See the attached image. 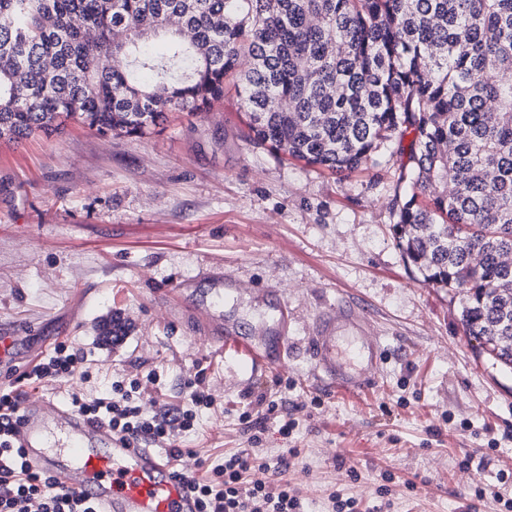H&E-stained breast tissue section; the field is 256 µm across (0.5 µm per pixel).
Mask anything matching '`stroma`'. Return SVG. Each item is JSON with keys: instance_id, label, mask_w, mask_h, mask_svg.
<instances>
[{"instance_id": "1", "label": "stroma", "mask_w": 512, "mask_h": 512, "mask_svg": "<svg viewBox=\"0 0 512 512\" xmlns=\"http://www.w3.org/2000/svg\"><path fill=\"white\" fill-rule=\"evenodd\" d=\"M246 131L230 91L143 139L72 122L58 135L0 141V322L83 348L89 369L85 380L34 385L0 376V391L64 401L152 372L151 413L185 406V381L200 371L217 403L177 441L183 474L249 447L240 417L262 416L272 400L298 426L285 440L267 422L261 446L269 457L296 449L283 478L306 512H328L333 493L367 506L382 484L385 512H498L496 496L512 498V372L477 358L458 299L405 263L389 212L398 159L339 180L273 157ZM218 268L238 285L225 313L241 335L268 325L263 297L287 304V367L238 376L223 351L198 341L192 299L170 290L189 280L207 291L203 272ZM339 299L384 341L362 395L327 389L306 348L316 317ZM114 317L128 326L117 346L102 333Z\"/></svg>"}]
</instances>
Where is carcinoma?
Masks as SVG:
<instances>
[{
	"label": "carcinoma",
	"instance_id": "cac0c4a2",
	"mask_svg": "<svg viewBox=\"0 0 512 512\" xmlns=\"http://www.w3.org/2000/svg\"><path fill=\"white\" fill-rule=\"evenodd\" d=\"M228 81L277 157L344 178L406 154L402 256L512 370V0H0L1 140L141 139Z\"/></svg>",
	"mask_w": 512,
	"mask_h": 512
}]
</instances>
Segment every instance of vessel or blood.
<instances>
[{"label": "vessel or blood", "instance_id": "vessel-or-blood-1", "mask_svg": "<svg viewBox=\"0 0 512 512\" xmlns=\"http://www.w3.org/2000/svg\"><path fill=\"white\" fill-rule=\"evenodd\" d=\"M236 283L224 279L210 295L199 299L194 318L221 319L224 295ZM21 329L0 325V369L16 364L15 347ZM208 343L224 349L225 362L245 375L268 363V356L247 337L225 326ZM315 372L336 391L358 395L373 388V375L384 347L363 315L345 301L324 310L309 338ZM15 438L27 462L39 472L62 481L71 492L86 496L100 512H199L197 498L187 492L168 455L143 441L114 435L104 423L62 402L26 404L19 410Z\"/></svg>", "mask_w": 512, "mask_h": 512}]
</instances>
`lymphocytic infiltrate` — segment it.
<instances>
[{
	"label": "lymphocytic infiltrate",
	"instance_id": "lymphocytic-infiltrate-1",
	"mask_svg": "<svg viewBox=\"0 0 512 512\" xmlns=\"http://www.w3.org/2000/svg\"><path fill=\"white\" fill-rule=\"evenodd\" d=\"M83 360L81 350L62 343L36 364L29 376L37 381L67 379L77 372ZM157 383L153 373L142 380H116L110 390L93 399L72 393L71 405L104 422L113 434L168 445L169 456L177 459L184 454L175 445L177 438L193 430L198 411L214 408L216 400L197 374L187 382L190 408H166L149 414L143 400ZM17 416V395L1 393L0 512H98L97 506L66 490L57 478L30 467L14 437ZM271 418L279 420L278 432L285 438L297 426L295 420L280 412L277 403H268L263 418L249 423L253 431L251 447L225 457L223 465L208 470L204 476L184 477V486L198 498L201 512H303L299 493L280 479L288 468V456L269 458L256 449L265 431L264 422Z\"/></svg>",
	"mask_w": 512,
	"mask_h": 512
}]
</instances>
